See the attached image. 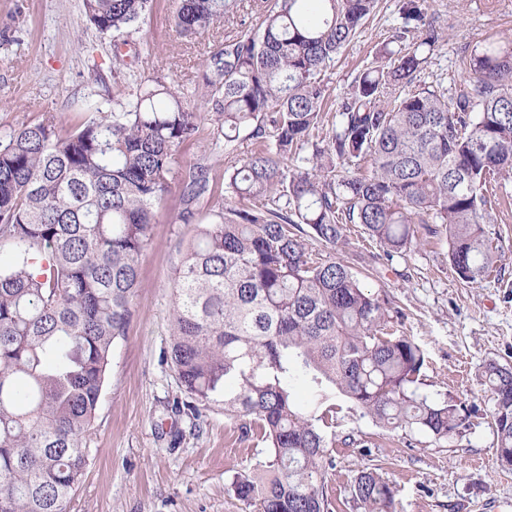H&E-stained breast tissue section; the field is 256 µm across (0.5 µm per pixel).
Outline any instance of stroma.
Here are the masks:
<instances>
[{"mask_svg":"<svg viewBox=\"0 0 512 512\" xmlns=\"http://www.w3.org/2000/svg\"><path fill=\"white\" fill-rule=\"evenodd\" d=\"M448 36L425 74L456 78L465 45L485 36L512 38V0H429ZM400 0H380L365 31L327 71L342 95L362 66L374 60L399 21ZM174 0H154L138 37L151 50L138 73H169L194 89L207 39L180 37ZM119 91L113 79L112 40L88 22L82 0H0V134L42 122L70 131L85 118L86 104L111 110ZM194 138L178 152V167L210 168V191L198 208L224 202V169L250 156L254 142L240 134L231 147L217 144L215 116L202 99ZM181 185L172 182L140 259V285L126 338L111 362L87 443L93 453L72 500V512H251L238 500L237 476L257 473L266 451L242 438L220 403L199 405L197 416L176 410L186 395L165 353L175 270L194 233L184 223ZM493 224L486 230L497 249L495 270L480 283L460 280L448 262L446 242L421 245L386 261L376 244L351 231L335 254L369 293L389 296L401 312L396 334L413 337L425 351L419 391L434 401L465 405L470 417L445 442L394 430L377 436L370 418L343 407L336 434L353 446L330 451L328 493L333 512H361L351 483L363 467H378L397 490V512H512V471L495 454L494 401L482 371L489 361L512 366V176L496 190ZM369 447H362V440Z\"/></svg>","mask_w":512,"mask_h":512,"instance_id":"1","label":"stroma"}]
</instances>
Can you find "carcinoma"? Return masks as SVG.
<instances>
[{
	"instance_id": "cac0c4a2",
	"label": "carcinoma",
	"mask_w": 512,
	"mask_h": 512,
	"mask_svg": "<svg viewBox=\"0 0 512 512\" xmlns=\"http://www.w3.org/2000/svg\"><path fill=\"white\" fill-rule=\"evenodd\" d=\"M427 0H401V22L334 108L326 78L379 0H178L176 26L212 36L257 8L259 24L212 40L195 93L224 145L249 132L255 151L224 169L229 203L199 225L181 261L168 358L189 401L223 402L242 436L269 449L262 475H241L254 512H330L326 428L342 398L385 430L446 441L467 409L418 393L420 345L388 331L390 300L365 291L332 253L358 224L387 260L419 230L448 243L458 277L496 262L489 190L512 174V39H480L462 77H421L447 41ZM153 0H83L89 23L122 47ZM163 73L127 81L112 111L66 134L51 122L0 140V512H70L113 344L126 337L139 258L169 192L179 148L198 129ZM341 124L326 129V113ZM308 147L305 156L299 150ZM208 166L181 175L180 218L195 219ZM331 249H312L309 240ZM485 384L501 465L512 467V366ZM308 385L307 404L294 387ZM363 512H395L374 468L351 488Z\"/></svg>"
}]
</instances>
